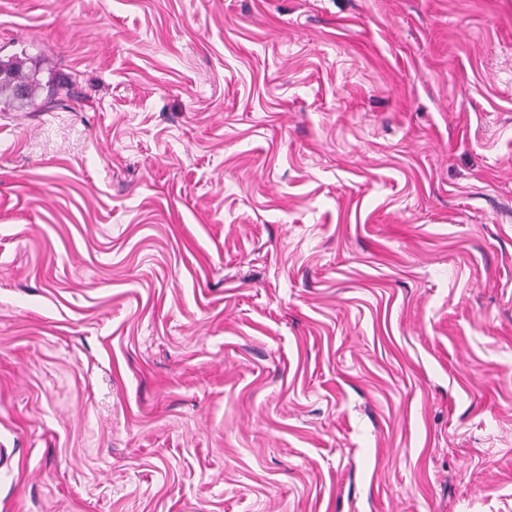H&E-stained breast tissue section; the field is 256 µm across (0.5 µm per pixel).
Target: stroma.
<instances>
[{
	"label": "stroma",
	"mask_w": 512,
	"mask_h": 512,
	"mask_svg": "<svg viewBox=\"0 0 512 512\" xmlns=\"http://www.w3.org/2000/svg\"><path fill=\"white\" fill-rule=\"evenodd\" d=\"M0 512H512V0H0ZM18 83L26 88V95L22 98L15 93V86ZM38 89L39 85L23 75L12 63L0 61V103L4 100V105L8 107L14 106L15 103H29L37 94Z\"/></svg>",
	"instance_id": "stroma-1"
}]
</instances>
